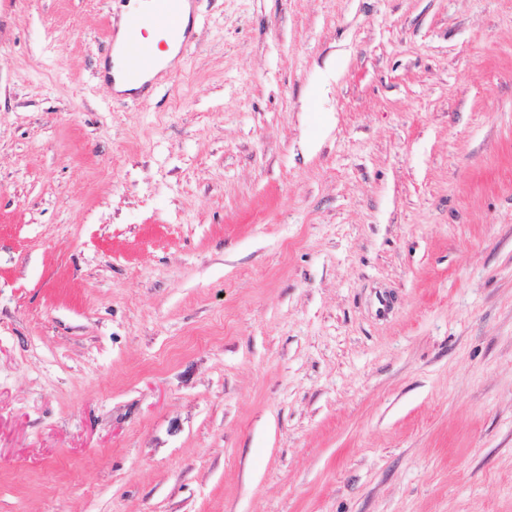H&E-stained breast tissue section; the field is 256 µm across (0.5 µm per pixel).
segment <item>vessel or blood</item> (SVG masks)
Here are the masks:
<instances>
[{
    "label": "vessel or blood",
    "mask_w": 512,
    "mask_h": 512,
    "mask_svg": "<svg viewBox=\"0 0 512 512\" xmlns=\"http://www.w3.org/2000/svg\"><path fill=\"white\" fill-rule=\"evenodd\" d=\"M188 0H141L140 7L131 11L125 21L123 35L111 38L114 55L121 60L120 76L129 83L145 81L155 60L154 48L140 34L144 28H160L178 56H185L190 37L182 30L184 7Z\"/></svg>",
    "instance_id": "b4317fda"
}]
</instances>
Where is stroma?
Returning a JSON list of instances; mask_svg holds the SVG:
<instances>
[{
    "mask_svg": "<svg viewBox=\"0 0 512 512\" xmlns=\"http://www.w3.org/2000/svg\"><path fill=\"white\" fill-rule=\"evenodd\" d=\"M0 0V512H512V0ZM141 7L131 11L125 21L123 35L121 24L119 35L110 31V45L113 55L119 56L114 60L116 72L115 89L117 91H134L139 85L125 84L119 78L129 83H143L150 85L151 80H145L150 65L154 63L155 53L151 44L140 39L139 34L145 27H158L167 36L173 49H177V56L184 57L190 46L188 23V9L184 15L185 4H191L192 0H138ZM182 18L183 28L182 33ZM118 36V38H117Z\"/></svg>",
    "mask_w": 512,
    "mask_h": 512,
    "instance_id": "1",
    "label": "stroma"
}]
</instances>
